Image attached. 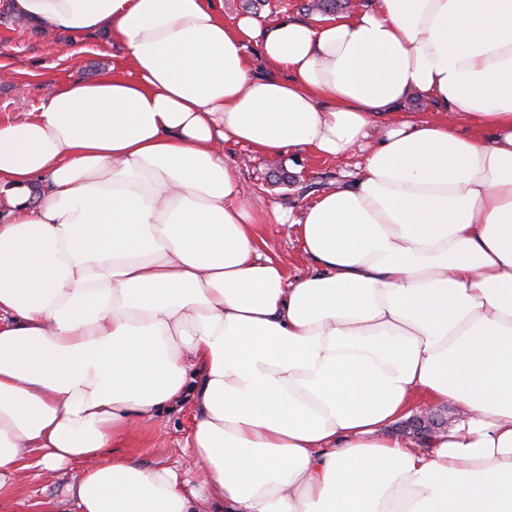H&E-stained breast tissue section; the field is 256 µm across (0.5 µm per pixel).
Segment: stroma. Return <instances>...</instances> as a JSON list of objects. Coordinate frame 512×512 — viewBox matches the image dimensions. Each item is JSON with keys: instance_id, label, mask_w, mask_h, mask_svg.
Segmentation results:
<instances>
[{"instance_id": "35a3bbf8", "label": "stroma", "mask_w": 512, "mask_h": 512, "mask_svg": "<svg viewBox=\"0 0 512 512\" xmlns=\"http://www.w3.org/2000/svg\"><path fill=\"white\" fill-rule=\"evenodd\" d=\"M11 2L0 0V115L31 111L60 84L91 81L111 67L116 48L106 34L78 36L81 54L61 56L54 42L13 12ZM224 155L248 189V206L262 217L275 208L299 212L322 192L349 185L358 173L357 160L352 156L325 158L304 152L275 164L231 140L224 144ZM277 166L286 172V179L274 175ZM259 232L267 244V253L281 261L289 277L308 272L310 263L292 229L265 223ZM188 425L189 415L182 412L172 414L166 423L140 426L127 439L124 452L147 465L162 463L186 471L193 466L192 459L182 450ZM68 481L65 475L46 480L36 469L19 472L15 478L21 491L17 512H38V502L61 498Z\"/></svg>"}]
</instances>
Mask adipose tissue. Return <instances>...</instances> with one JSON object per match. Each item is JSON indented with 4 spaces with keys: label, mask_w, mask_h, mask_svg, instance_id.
I'll return each instance as SVG.
<instances>
[{
    "label": "adipose tissue",
    "mask_w": 512,
    "mask_h": 512,
    "mask_svg": "<svg viewBox=\"0 0 512 512\" xmlns=\"http://www.w3.org/2000/svg\"><path fill=\"white\" fill-rule=\"evenodd\" d=\"M13 8L120 54L0 118V512L28 468L72 472L73 512H512V0L270 26L222 0ZM413 93L434 116L388 123ZM229 139L362 153L272 213L309 273L263 253ZM186 398L192 477L121 453ZM446 402L430 448L386 435Z\"/></svg>",
    "instance_id": "adipose-tissue-1"
}]
</instances>
